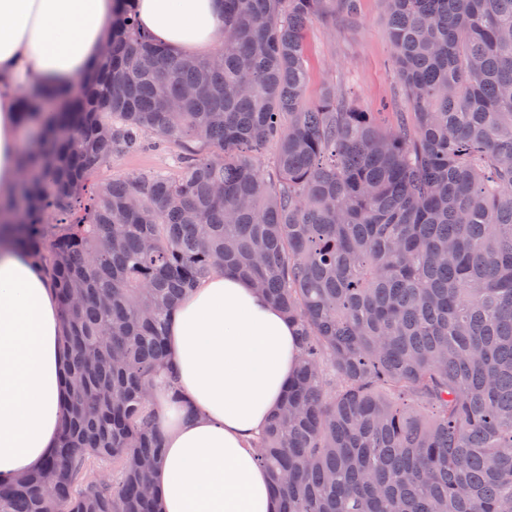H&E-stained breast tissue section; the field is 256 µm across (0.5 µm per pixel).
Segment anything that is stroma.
<instances>
[{
    "label": "stroma",
    "instance_id": "stroma-1",
    "mask_svg": "<svg viewBox=\"0 0 512 512\" xmlns=\"http://www.w3.org/2000/svg\"><path fill=\"white\" fill-rule=\"evenodd\" d=\"M304 46L308 101L318 100L326 87L333 86L357 111L377 113L389 125L410 111L409 94L392 66L384 0H357L356 14H340L332 21L313 18L304 29ZM189 150L201 156L212 152L211 147L180 140L152 144L113 157L109 167L89 180L87 190L95 192L110 178L130 173L177 174L179 158Z\"/></svg>",
    "mask_w": 512,
    "mask_h": 512
}]
</instances>
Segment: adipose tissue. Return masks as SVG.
I'll list each match as a JSON object with an SVG mask.
<instances>
[{"mask_svg":"<svg viewBox=\"0 0 512 512\" xmlns=\"http://www.w3.org/2000/svg\"><path fill=\"white\" fill-rule=\"evenodd\" d=\"M113 0H0V198L20 179L26 147L20 92L77 83L106 43ZM139 27L176 53L221 42L219 0H134ZM61 306L45 270L0 237V475L42 467L65 416ZM173 385L156 384L163 438L159 512H279L252 443L279 406L298 354L297 330L252 285L203 279L167 321Z\"/></svg>","mask_w":512,"mask_h":512,"instance_id":"ef3b65f1","label":"adipose tissue"}]
</instances>
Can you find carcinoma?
<instances>
[{"label":"carcinoma","mask_w":512,"mask_h":512,"mask_svg":"<svg viewBox=\"0 0 512 512\" xmlns=\"http://www.w3.org/2000/svg\"><path fill=\"white\" fill-rule=\"evenodd\" d=\"M116 2L89 75L20 95L40 134L0 211L58 287L69 393L0 512H158L164 319L227 269L298 327L257 442L281 512H512V0H385L413 107L389 130L332 88L305 99L306 24L356 0H221L205 57ZM150 135L213 152L83 196ZM271 145L267 178L251 154Z\"/></svg>","instance_id":"carcinoma-1"}]
</instances>
